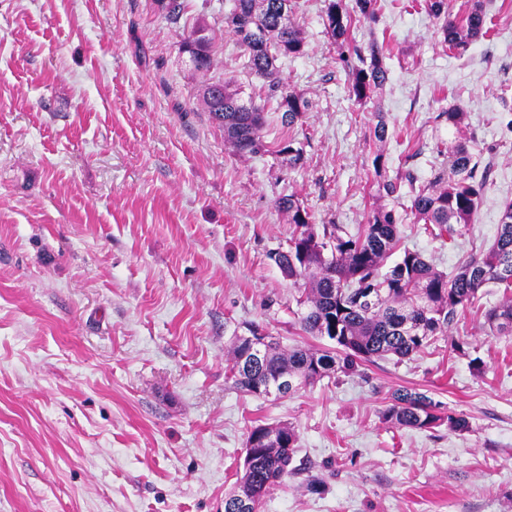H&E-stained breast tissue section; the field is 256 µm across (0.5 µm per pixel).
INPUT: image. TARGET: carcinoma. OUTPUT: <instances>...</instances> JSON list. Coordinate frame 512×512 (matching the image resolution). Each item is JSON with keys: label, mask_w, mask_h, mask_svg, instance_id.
<instances>
[{"label": "carcinoma", "mask_w": 512, "mask_h": 512, "mask_svg": "<svg viewBox=\"0 0 512 512\" xmlns=\"http://www.w3.org/2000/svg\"><path fill=\"white\" fill-rule=\"evenodd\" d=\"M285 0H232L225 16L247 58L249 73L262 79L264 100L282 110V123L293 126L309 110V100L290 89L281 75L280 58L306 53L302 29ZM183 0H167L163 18L177 23L184 14ZM425 11L439 22L448 48L465 54L471 44L487 33L486 16L475 5L463 17L448 10V0H425ZM374 0H323L321 18L327 33L340 50L348 77L349 98L365 103L388 80L383 47L372 40L366 46L352 44L350 29L355 18H372ZM183 44L198 46L202 60L198 69L212 66V39L207 27L198 24ZM204 109L222 130L224 141L241 154H256L265 148L262 130L264 106L225 81L206 84L200 94ZM456 132L448 144V167L425 185L411 190L410 211L427 225L438 240H454L470 230L486 177H478L479 155L474 138L464 134L467 114L457 109L444 113ZM288 167L304 163V149L290 137L278 149ZM279 210L294 225L288 250L271 259L288 279L303 281L297 298L298 323L310 336L328 339L331 348L297 345L283 349L259 326L248 328L250 337H233L230 379L236 389L257 395L260 385L274 384L282 377L292 386L288 393L339 372L352 373L363 363L393 357L409 359L429 348L447 332L458 310L471 308L481 288L493 284L502 289L498 305L485 312V322L499 335H512V203L505 204L492 243L463 261L453 273L437 270L422 252L405 248L392 265L400 237L395 209L373 208L366 222L353 235L339 224L312 223L309 211L290 195L277 200ZM392 426L465 432L469 421L463 415L444 413L423 393L399 389L381 412ZM269 424L253 426L247 434L242 471L236 485L224 495V512H240V496L261 512L266 494L296 471L293 467L298 435L291 426L276 425L279 439L266 442Z\"/></svg>", "instance_id": "1"}]
</instances>
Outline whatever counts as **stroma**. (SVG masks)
Listing matches in <instances>:
<instances>
[{"label": "stroma", "mask_w": 512, "mask_h": 512, "mask_svg": "<svg viewBox=\"0 0 512 512\" xmlns=\"http://www.w3.org/2000/svg\"><path fill=\"white\" fill-rule=\"evenodd\" d=\"M292 2L307 52L281 71L310 108L289 127L268 103V150L243 155L197 96L212 79L262 94L224 22L229 0H186L176 25L153 0H0V512H221L257 424L293 426L300 466L261 512H512V335L483 318L495 286L412 359L281 398L228 379L231 336L249 324L286 346L329 345L300 330L297 286L270 258L294 230L278 198L356 231L379 178L423 183L444 168L435 145L453 134L440 114L455 107L487 189L455 241L397 206L401 246L452 272L512 201V0H448L486 15L461 56L411 0H377L350 37L383 45L388 81L362 105L322 0ZM199 23L213 38L206 72L179 50ZM291 137L305 151L295 170L276 153ZM403 388L469 431L382 423Z\"/></svg>", "instance_id": "1"}]
</instances>
